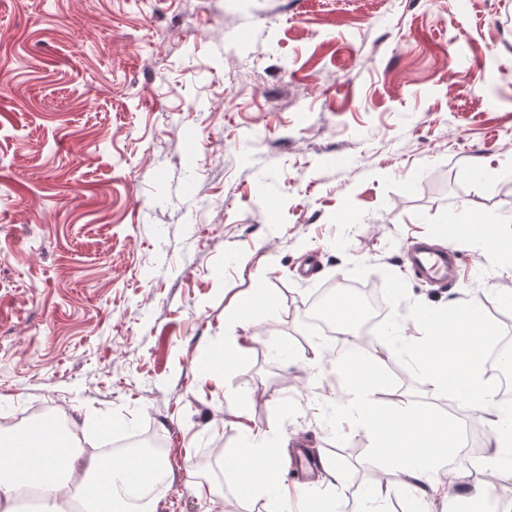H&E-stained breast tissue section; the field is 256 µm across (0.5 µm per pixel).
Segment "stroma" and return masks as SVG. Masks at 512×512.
Wrapping results in <instances>:
<instances>
[{"instance_id":"obj_1","label":"stroma","mask_w":512,"mask_h":512,"mask_svg":"<svg viewBox=\"0 0 512 512\" xmlns=\"http://www.w3.org/2000/svg\"><path fill=\"white\" fill-rule=\"evenodd\" d=\"M425 239L458 251L455 282L411 269ZM511 240L512 0H0V422L66 416L89 457L153 433L157 512H207L198 481L224 512H276L224 468L244 424L345 470L302 512H413L345 410L350 339L382 373L378 407L470 430L442 454L456 497L426 512H463L488 480L512 512V476L478 465L485 413L359 321L306 322L320 289L379 292L388 270L512 335Z\"/></svg>"}]
</instances>
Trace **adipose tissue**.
Segmentation results:
<instances>
[{
  "instance_id": "adipose-tissue-1",
  "label": "adipose tissue",
  "mask_w": 512,
  "mask_h": 512,
  "mask_svg": "<svg viewBox=\"0 0 512 512\" xmlns=\"http://www.w3.org/2000/svg\"><path fill=\"white\" fill-rule=\"evenodd\" d=\"M336 363L350 380L359 424L380 454L409 478L427 482L432 495L447 494L458 478L439 457L446 430L413 414L379 409L369 394L381 375L353 352L339 354ZM231 459L246 496L279 493L274 449L251 442ZM143 468L155 476L164 471L160 460L132 454L103 456L86 465L62 446L56 431L40 430L34 439L21 430L0 443V512H16L17 499L30 488L39 490L44 512H63L75 499L83 512H133L132 498L146 488L139 476Z\"/></svg>"
}]
</instances>
